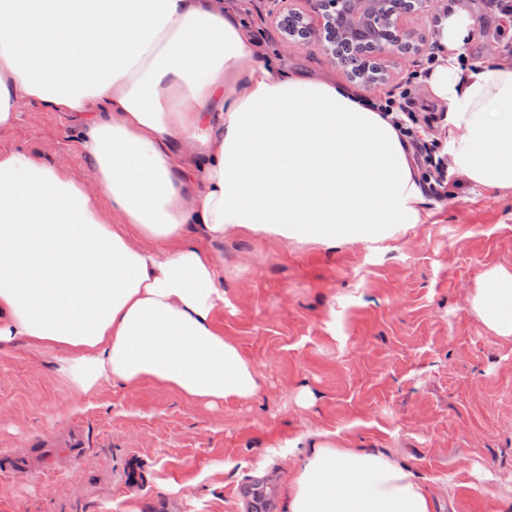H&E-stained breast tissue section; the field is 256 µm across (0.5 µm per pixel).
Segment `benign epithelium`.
Returning a JSON list of instances; mask_svg holds the SVG:
<instances>
[{"label":"benign epithelium","mask_w":512,"mask_h":512,"mask_svg":"<svg viewBox=\"0 0 512 512\" xmlns=\"http://www.w3.org/2000/svg\"><path fill=\"white\" fill-rule=\"evenodd\" d=\"M311 11L288 9L272 17L285 44L322 48L336 64L367 84L365 74L382 71L395 52L413 47L414 25L430 0H392L388 22L379 18L382 0H308Z\"/></svg>","instance_id":"benign-epithelium-1"}]
</instances>
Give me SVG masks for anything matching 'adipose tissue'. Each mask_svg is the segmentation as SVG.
Segmentation results:
<instances>
[{"label": "adipose tissue", "instance_id": "obj_1", "mask_svg": "<svg viewBox=\"0 0 512 512\" xmlns=\"http://www.w3.org/2000/svg\"><path fill=\"white\" fill-rule=\"evenodd\" d=\"M472 38L465 7L442 14L423 83L453 168L512 195V59L461 64ZM29 102L70 115L91 174L0 148V346L59 351L81 393L150 380L209 407L254 398L258 369L215 323L225 237L376 242L432 217L390 116L265 57L242 0H0V132ZM470 307L512 337V271L487 270ZM288 445L283 512H433L389 455L329 432Z\"/></svg>", "mask_w": 512, "mask_h": 512}]
</instances>
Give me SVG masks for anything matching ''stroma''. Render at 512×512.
I'll return each instance as SVG.
<instances>
[{
	"mask_svg": "<svg viewBox=\"0 0 512 512\" xmlns=\"http://www.w3.org/2000/svg\"><path fill=\"white\" fill-rule=\"evenodd\" d=\"M452 0H433L413 48L369 97L397 92L429 51ZM485 63L512 51L498 0H465ZM278 0H246L262 50L289 71L350 77L320 49L285 46ZM0 146L80 175L66 113L24 105ZM433 221L382 243L333 247L233 237L224 242L225 336L261 374L258 394L210 409L165 386L105 382L76 392L56 352L0 348V453L50 441L41 476L0 475V512H251L249 486L279 501L288 441L319 431L409 465L440 512H512V339L469 299L487 270H512V196L474 191L457 171ZM77 424L86 451L64 464L57 438Z\"/></svg>",
	"mask_w": 512,
	"mask_h": 512,
	"instance_id": "stroma-1",
	"label": "stroma"
}]
</instances>
